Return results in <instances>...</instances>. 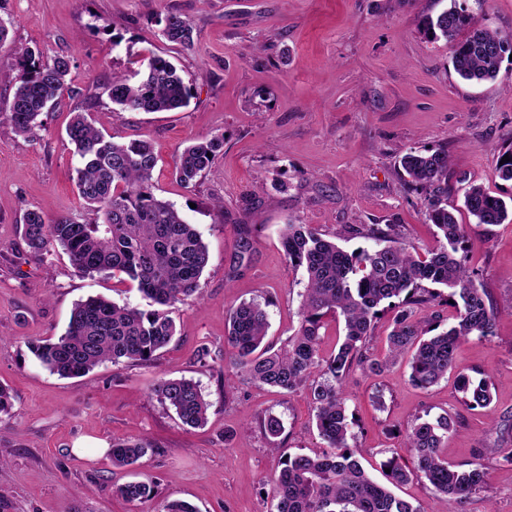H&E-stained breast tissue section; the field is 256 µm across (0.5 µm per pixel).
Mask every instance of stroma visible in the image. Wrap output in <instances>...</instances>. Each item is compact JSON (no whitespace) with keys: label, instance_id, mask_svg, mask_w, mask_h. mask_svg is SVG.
I'll use <instances>...</instances> for the list:
<instances>
[{"label":"stroma","instance_id":"stroma-1","mask_svg":"<svg viewBox=\"0 0 512 512\" xmlns=\"http://www.w3.org/2000/svg\"><path fill=\"white\" fill-rule=\"evenodd\" d=\"M451 0H0L8 24L0 48V105L22 68L10 49L40 61L64 54L79 93L43 115L36 138L0 119V386L13 397L0 418V512H162L173 501L196 512H272L263 487L282 454L325 452L307 391L285 394L236 381L224 347L229 311L268 300L267 342L283 346L299 327L305 277L284 256L286 224H309L351 251L367 246L350 227L400 225L418 250L436 246L422 196L407 192L399 164L409 149L447 147L448 205L468 236L466 264L477 269L489 301L502 310L493 337L466 340L447 378L422 390L407 360L375 376L352 373L344 397L364 466L375 479L386 449L409 462L406 431L419 417L450 413L458 424L443 454L463 464L482 457L488 484L464 512H512V464L488 453L512 448V222L474 223L464 193L480 184L512 198L500 180V151L512 147V60L495 81L458 77L452 47L420 31L422 19ZM177 12L193 43L168 42L160 20ZM174 63L192 89L172 112H121L109 97L112 75L144 67L151 56ZM89 113L114 141L146 140L158 156L154 184L207 244L202 294L172 312L179 333L147 365L104 364L82 378L50 374L28 340L62 335L75 303L101 295L140 309L135 282L83 275L60 248L29 253L23 217L84 213L78 165L66 134L72 113ZM220 134L224 153L194 187L173 175L175 155L194 139ZM250 248L239 256L241 237ZM208 347L206 363L196 352ZM489 378L492 403L471 410L458 376ZM198 381L211 402L205 427L184 426L152 389L160 378ZM233 379L225 392V379ZM283 422L280 451L259 427L265 414ZM150 447L133 468L113 466L114 442ZM150 480L155 497L130 503L115 488Z\"/></svg>","mask_w":512,"mask_h":512}]
</instances>
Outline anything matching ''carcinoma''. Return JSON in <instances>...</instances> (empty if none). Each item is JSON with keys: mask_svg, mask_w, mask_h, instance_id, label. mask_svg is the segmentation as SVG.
<instances>
[{"mask_svg": "<svg viewBox=\"0 0 512 512\" xmlns=\"http://www.w3.org/2000/svg\"><path fill=\"white\" fill-rule=\"evenodd\" d=\"M169 42L189 46L192 27L180 14L163 19ZM430 39L454 43V71L468 81L496 79L504 55L512 54V34L476 25L468 7L451 6L422 22ZM23 65V75L12 100L0 107L15 131L37 136L41 116L53 109L64 93L76 94L68 79L71 60L56 56L38 64L27 48H12ZM191 87L166 59L153 57L137 79L112 76L110 99L123 112H168L188 105ZM81 167L76 188L95 215L92 221L62 216L47 221L41 213L24 217V241L33 254L51 246L61 248L74 268L85 275L123 274L155 306L145 311L97 296L77 302L68 327L55 340H33L28 348L39 364L63 378L82 377L94 368L112 364H147L154 361L177 333L170 310L192 296H200V278L209 263V250L200 233L187 223L175 205L154 193L153 172L158 156L146 140L117 143L75 112L67 128ZM224 151V135H213L183 148L174 158V173L186 188L211 167ZM408 189L424 197L425 220L438 230V245L423 253L403 241L397 224L349 228V233L373 241L351 252L327 239L310 224H287L281 245L291 266L305 273L299 306L300 325L288 343L275 350L266 343L269 330L267 303L252 299L233 307L224 344L232 349L240 377L251 383L292 394L307 389L315 405L316 428L331 451L288 455L272 480L274 512H421L420 506L398 497L393 488L416 477L448 501L461 503L484 489L488 472L481 458L464 464L448 462L442 448L456 431V420L444 413L434 419L418 418L407 431L413 467L405 468L392 455L380 464L386 482L373 479L362 465L355 444L354 420L349 416L343 387L351 373L379 375L410 355V380L428 389L448 375L461 345L471 336H494L499 310L488 299L478 274L470 270L461 252L465 225L448 209V153L443 148L410 151L400 158ZM464 208L476 223L496 226L509 217L507 204L481 185L464 195ZM449 289L454 322L442 332L440 314L416 317ZM394 312L388 333V353L378 358L368 343L380 315ZM343 323V335L331 354L320 355L322 329L328 318ZM458 385L471 410L491 404L489 382L462 375ZM153 394L192 428L208 420L211 403L192 379L159 380ZM260 428L272 445L281 436L279 417L261 418ZM143 440L112 444V464H136L147 452ZM131 503L155 496L151 481H131L117 488Z\"/></svg>", "mask_w": 512, "mask_h": 512, "instance_id": "obj_1", "label": "carcinoma"}]
</instances>
